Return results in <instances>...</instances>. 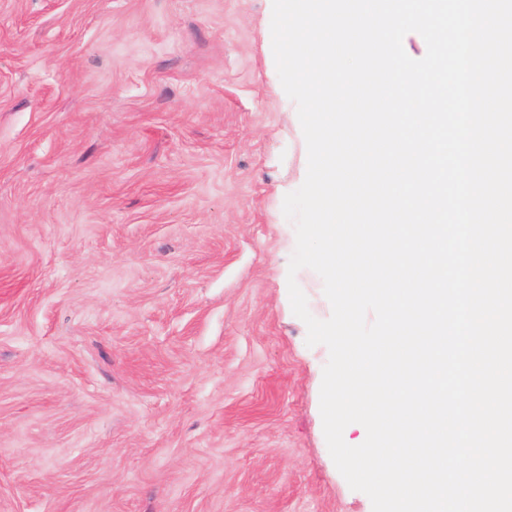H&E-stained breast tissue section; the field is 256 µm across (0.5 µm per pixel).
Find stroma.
Returning a JSON list of instances; mask_svg holds the SVG:
<instances>
[{
	"mask_svg": "<svg viewBox=\"0 0 512 512\" xmlns=\"http://www.w3.org/2000/svg\"><path fill=\"white\" fill-rule=\"evenodd\" d=\"M268 0H0V512H372L288 269Z\"/></svg>",
	"mask_w": 512,
	"mask_h": 512,
	"instance_id": "1",
	"label": "stroma"
}]
</instances>
